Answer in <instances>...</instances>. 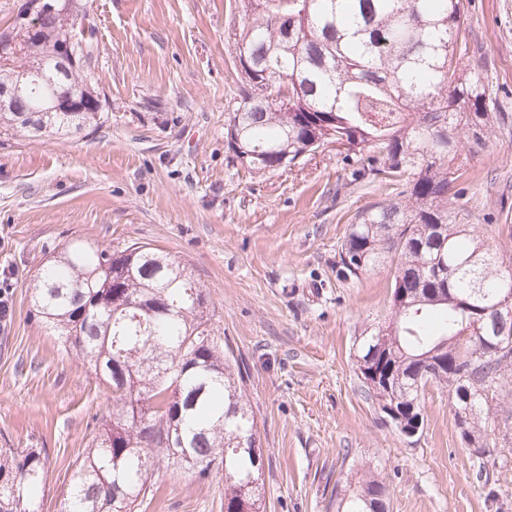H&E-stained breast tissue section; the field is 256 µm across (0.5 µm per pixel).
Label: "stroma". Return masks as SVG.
Masks as SVG:
<instances>
[{
  "label": "stroma",
  "instance_id": "stroma-1",
  "mask_svg": "<svg viewBox=\"0 0 512 512\" xmlns=\"http://www.w3.org/2000/svg\"><path fill=\"white\" fill-rule=\"evenodd\" d=\"M464 3V61L512 114V0ZM234 6L88 0L106 122L0 146V448L45 449L39 503L57 512L112 394L35 317L29 286L67 242H139L178 257L207 295L258 423L266 512H336L337 483L364 464L386 483L389 512H487L447 394L427 387L412 442L354 371V345L389 316L391 272L345 279L338 251L354 215L394 185L357 178L361 162L333 150L265 174L231 159ZM463 165L458 219L512 250V123ZM140 512H224V473L166 471Z\"/></svg>",
  "mask_w": 512,
  "mask_h": 512
}]
</instances>
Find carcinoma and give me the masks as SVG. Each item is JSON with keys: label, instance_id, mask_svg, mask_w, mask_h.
I'll use <instances>...</instances> for the list:
<instances>
[{"label": "carcinoma", "instance_id": "1", "mask_svg": "<svg viewBox=\"0 0 512 512\" xmlns=\"http://www.w3.org/2000/svg\"><path fill=\"white\" fill-rule=\"evenodd\" d=\"M240 25L232 53L245 52L251 71L238 70V107L226 131L228 150L244 167L292 166L309 146L355 159L368 150L366 171L404 187L398 197L359 211L339 251L344 277L359 279L388 261L394 333L386 355L371 356L378 329L359 339L355 373L377 406L388 405L406 427H424L428 384L448 394L462 441L471 446L487 507L503 510L496 465L498 443L512 429L497 412L512 384V353L490 351L474 309L512 290V252L488 247L456 221L452 201L466 169L509 114L490 110L487 89L457 52L466 29L464 0H236ZM71 20L87 48V65L67 82L54 71L59 15L38 22L42 53L25 97L35 117L0 107V146L97 130L101 112H44L64 88L92 77L95 27ZM265 102L252 101L256 90ZM172 307L155 310L156 299ZM144 303L139 315L129 305ZM37 316L65 349L112 391V413L79 461L60 512H139L167 464L204 476L224 467V512H264L263 461L252 453L257 422L240 386L241 369L224 357L208 325L207 298L186 265L169 253L132 243L112 249L66 244L33 279ZM121 358L129 369L113 368ZM390 377L391 390L374 382ZM474 385L491 394L467 400ZM173 436V448L159 447ZM43 448H0V512H39L45 484ZM255 486L244 489V480ZM387 486L371 467L336 486L337 512H388Z\"/></svg>", "mask_w": 512, "mask_h": 512}]
</instances>
